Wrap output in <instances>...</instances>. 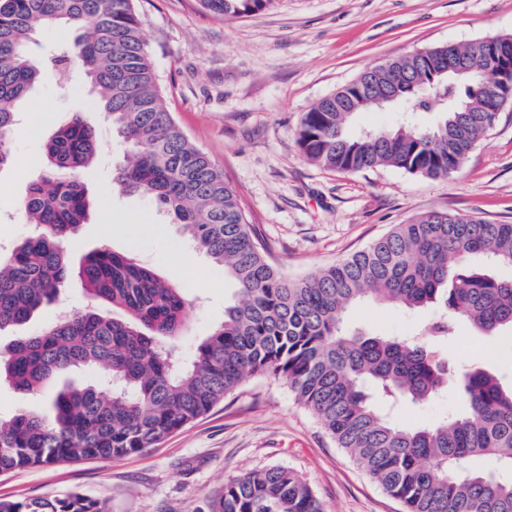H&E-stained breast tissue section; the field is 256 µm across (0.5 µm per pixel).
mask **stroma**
Masks as SVG:
<instances>
[{"label": "stroma", "instance_id": "obj_1", "mask_svg": "<svg viewBox=\"0 0 512 512\" xmlns=\"http://www.w3.org/2000/svg\"><path fill=\"white\" fill-rule=\"evenodd\" d=\"M151 62L175 120L237 191L246 218L272 261L300 279L360 250L393 225L431 211L512 223V102L479 140L460 170L429 179L383 167L334 172L306 161L296 135L321 98L366 69L430 46L512 35V0H276L267 10L225 19L198 0H136ZM17 110L12 160L0 168V248L34 235L21 208L41 174L49 136L81 113L99 135L85 184L95 205L68 245L72 264L104 246L133 255L188 301L184 351L222 324L237 285L222 267L193 252L178 225L149 198L114 183L128 146L112 132L78 67L44 66ZM90 301L78 277L25 326L0 334V348L42 330ZM439 314L369 302L349 325L405 336ZM449 360L512 374V333L496 341L470 324L457 327ZM447 387L429 402L392 414L407 427L436 425L458 412ZM284 466L298 474L324 512H404L337 448L283 380L245 379L208 413L142 452L112 460L48 463L0 474V500H53L79 492L108 512H206L227 480Z\"/></svg>", "mask_w": 512, "mask_h": 512}]
</instances>
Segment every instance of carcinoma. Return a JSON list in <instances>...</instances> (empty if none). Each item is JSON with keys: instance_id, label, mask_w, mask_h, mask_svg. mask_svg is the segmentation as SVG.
<instances>
[{"instance_id": "1", "label": "carcinoma", "mask_w": 512, "mask_h": 512, "mask_svg": "<svg viewBox=\"0 0 512 512\" xmlns=\"http://www.w3.org/2000/svg\"><path fill=\"white\" fill-rule=\"evenodd\" d=\"M274 0H200L224 18L271 7ZM76 32L52 65H80L112 131L134 147L116 174L122 191L152 199L179 224L195 250L224 268L239 298L191 356L175 342L187 300L151 268L101 247L78 268L68 244L92 201L84 176L97 154L95 130L72 113L49 137L45 168L21 206L39 233L0 254V332L27 324L73 274L96 309L0 351V379L15 389H44L65 372L97 367L102 387L68 384L47 395L48 412L0 417V473L47 463L111 460L152 448L209 412L249 374L281 377L326 432L406 512H512V478L471 467L493 457L512 470V384L474 364L451 368L439 345L462 320L495 338L512 331V278L473 265L485 258L512 266V224L449 211L396 224L367 247L293 280L273 266L234 188L193 145L168 111L133 0H0V167L10 159L15 105L36 83L37 32ZM448 45L416 50L364 71L319 100L297 132L303 157L327 170L393 167L425 178L459 171L502 108L512 101V36L474 39L454 53L465 70L444 72ZM405 86L395 104L436 122L406 121L367 136L354 116L370 99ZM375 301L402 310L441 305L413 338L347 326L349 311ZM456 386L461 410L424 428L395 424L376 404L418 406ZM0 512H106L105 503L72 492L62 499L0 501ZM216 512H323L308 485L282 466L224 484Z\"/></svg>"}]
</instances>
